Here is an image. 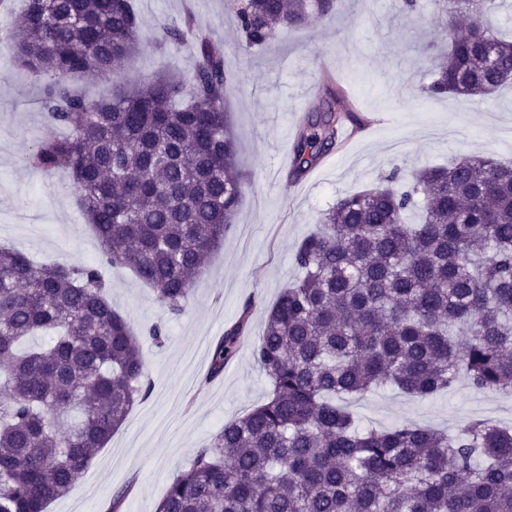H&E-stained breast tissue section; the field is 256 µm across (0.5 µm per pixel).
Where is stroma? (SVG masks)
<instances>
[{
	"mask_svg": "<svg viewBox=\"0 0 512 512\" xmlns=\"http://www.w3.org/2000/svg\"><path fill=\"white\" fill-rule=\"evenodd\" d=\"M422 3L421 14L405 15L397 0L379 7L373 0H336L331 22L282 30L271 45L244 52L237 48L236 18L226 0H132L144 45L126 61L121 82L134 84L162 69L189 74L198 63L194 44L157 50L153 43L165 25L192 16L231 68L226 109L250 186L185 314L170 315L131 271L104 268L113 309L143 338L152 389L47 512H75L83 496L93 498L95 512H156L174 474L189 467L198 449L225 422L266 399L269 383L253 347L268 310L299 276L292 256L300 240L340 196L385 185L396 166L408 182L424 168L467 154L512 163V83L473 106L423 94L446 19L431 0ZM23 7V0L0 5V212L6 214L0 245L38 262L93 265L99 240L79 210L67 171L46 173L25 162L36 139L63 131L51 129L41 110L45 78L16 62L11 14ZM327 97L338 111L355 112L361 126L305 178L292 181L281 160L292 152L303 114ZM247 302L250 332L223 376L205 382L206 350L183 367L186 346L199 336L216 342ZM155 323L165 326L159 346L143 336ZM353 409L362 422L382 426L406 420L457 430L474 419L512 425V397L475 390L463 380L426 399L381 390Z\"/></svg>",
	"mask_w": 512,
	"mask_h": 512,
	"instance_id": "1",
	"label": "stroma"
}]
</instances>
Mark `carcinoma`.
I'll use <instances>...</instances> for the list:
<instances>
[{"label": "carcinoma", "instance_id": "carcinoma-1", "mask_svg": "<svg viewBox=\"0 0 512 512\" xmlns=\"http://www.w3.org/2000/svg\"><path fill=\"white\" fill-rule=\"evenodd\" d=\"M237 48L326 19L335 0H228ZM464 35L438 57L428 97L480 104L512 80V41L485 23L491 0H435ZM18 63L47 78L41 108L67 135L25 161L71 171L100 241L96 266L35 263L0 247V512H47L148 397L140 339L112 309L99 268L122 266L173 316L186 312L248 187L235 172L224 54L198 42L186 78L156 73L90 100L68 78L120 74L143 45L129 0H27L11 22ZM188 24L163 30L179 44ZM322 103L293 148L299 178L335 142ZM303 277L270 309L253 357L268 398L224 424L176 473L156 512H512V427L455 432L363 425L346 400L393 387L426 398L464 374L512 394V164L464 155L405 186L348 194L298 244ZM252 301L212 350L224 373ZM44 346L24 347L38 333Z\"/></svg>", "mask_w": 512, "mask_h": 512}]
</instances>
